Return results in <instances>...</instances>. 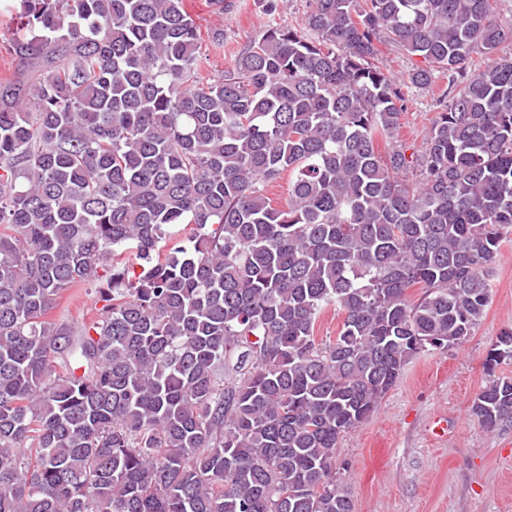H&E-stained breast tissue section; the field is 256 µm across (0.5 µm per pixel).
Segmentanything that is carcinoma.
Returning a JSON list of instances; mask_svg holds the SVG:
<instances>
[{"instance_id":"carcinoma-1","label":"carcinoma","mask_w":512,"mask_h":512,"mask_svg":"<svg viewBox=\"0 0 512 512\" xmlns=\"http://www.w3.org/2000/svg\"><path fill=\"white\" fill-rule=\"evenodd\" d=\"M307 2L213 76L224 29L184 0H20L22 76L0 82V512H354L344 434L482 320L512 230V62L470 68L506 36L496 0ZM385 38L423 65L394 80ZM438 73L411 152L406 90ZM93 283L94 319L53 317ZM330 310L342 327L320 340ZM507 360L512 328L488 370ZM471 413L511 423L512 379ZM437 78L429 90L410 89L408 109L401 118L397 140L420 149L427 128L436 114V99L448 88V74H436Z\"/></svg>"}]
</instances>
